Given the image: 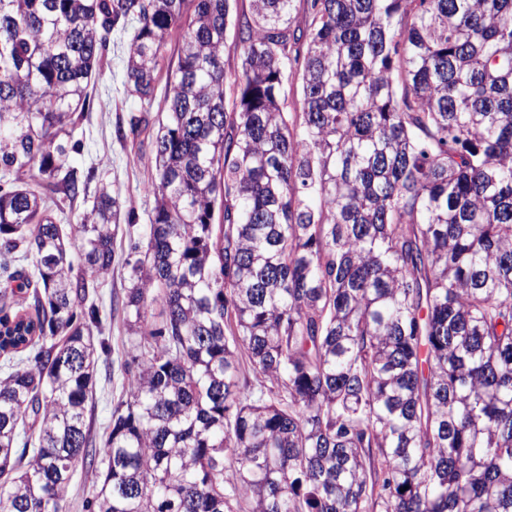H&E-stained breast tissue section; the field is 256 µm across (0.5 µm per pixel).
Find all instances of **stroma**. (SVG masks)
Wrapping results in <instances>:
<instances>
[{
  "mask_svg": "<svg viewBox=\"0 0 512 512\" xmlns=\"http://www.w3.org/2000/svg\"><path fill=\"white\" fill-rule=\"evenodd\" d=\"M119 48H110L109 62L96 72L91 81L90 109L83 122L81 148L71 153L69 161L79 170L94 169L96 180L110 185L127 210H133L132 222H120L114 238L115 259L110 273L93 280L90 299L102 316V336L108 350L98 364L93 399L87 422L96 440H103L112 417V408L124 394L126 379L120 363L131 347L125 317L112 305L114 297L123 296L128 286L123 265L130 239L146 229L153 201L142 192V186L155 171L150 144H143L140 159H132L131 140L116 136V128L125 124L138 101L129 98L122 86V67Z\"/></svg>",
  "mask_w": 512,
  "mask_h": 512,
  "instance_id": "35a3bbf8",
  "label": "stroma"
}]
</instances>
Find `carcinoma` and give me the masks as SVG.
Instances as JSON below:
<instances>
[{
    "label": "carcinoma",
    "instance_id": "1",
    "mask_svg": "<svg viewBox=\"0 0 512 512\" xmlns=\"http://www.w3.org/2000/svg\"><path fill=\"white\" fill-rule=\"evenodd\" d=\"M294 2L0 0V512H68L79 463L88 512H512V0ZM112 42L156 174L98 443L121 204L53 207ZM94 477L80 463L77 465L69 487L70 512H88L86 500L92 497Z\"/></svg>",
    "mask_w": 512,
    "mask_h": 512
}]
</instances>
